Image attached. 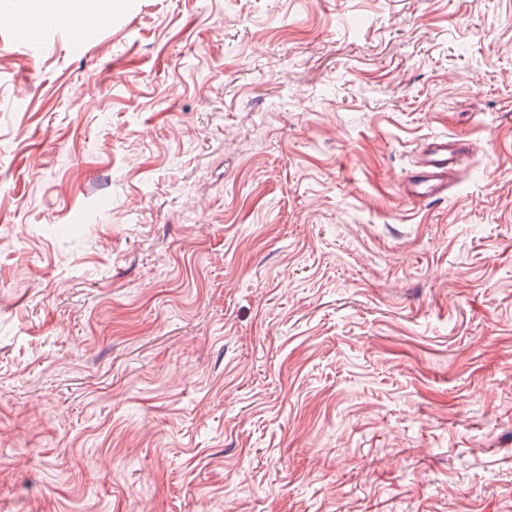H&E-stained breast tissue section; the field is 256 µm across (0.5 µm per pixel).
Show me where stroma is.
Listing matches in <instances>:
<instances>
[{
  "label": "stroma",
  "instance_id": "obj_1",
  "mask_svg": "<svg viewBox=\"0 0 512 512\" xmlns=\"http://www.w3.org/2000/svg\"><path fill=\"white\" fill-rule=\"evenodd\" d=\"M107 14L0 23V512H512V0ZM473 145L455 137L435 138L425 142L417 153L415 169L403 182L408 197L445 199L460 159Z\"/></svg>",
  "mask_w": 512,
  "mask_h": 512
}]
</instances>
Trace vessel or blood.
I'll return each mask as SVG.
<instances>
[{"instance_id":"b4317fda","label":"vessel or blood","mask_w":512,"mask_h":512,"mask_svg":"<svg viewBox=\"0 0 512 512\" xmlns=\"http://www.w3.org/2000/svg\"><path fill=\"white\" fill-rule=\"evenodd\" d=\"M471 149L470 143L455 137L435 138L425 142L417 153L414 171L402 185L404 194L415 198H447L456 167Z\"/></svg>"}]
</instances>
